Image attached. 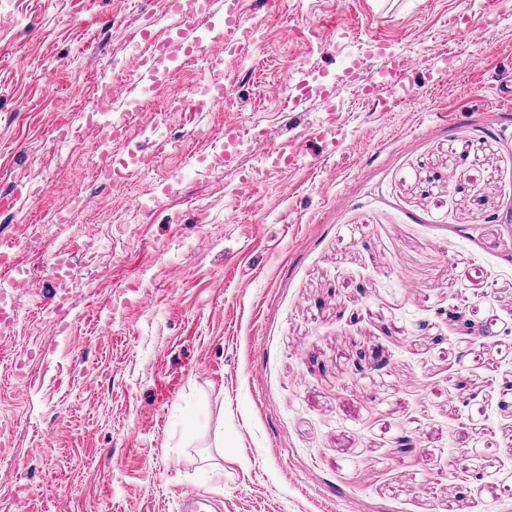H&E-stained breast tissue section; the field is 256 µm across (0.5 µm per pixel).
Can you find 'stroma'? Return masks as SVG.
Returning a JSON list of instances; mask_svg holds the SVG:
<instances>
[{
    "instance_id": "35a3bbf8",
    "label": "stroma",
    "mask_w": 512,
    "mask_h": 512,
    "mask_svg": "<svg viewBox=\"0 0 512 512\" xmlns=\"http://www.w3.org/2000/svg\"><path fill=\"white\" fill-rule=\"evenodd\" d=\"M244 7L223 109L167 115L112 66L140 15L176 38L165 0H0V242L28 272L0 331V512H512V102L488 86L512 0ZM103 73L131 135L164 131L125 181L56 144ZM37 174L47 195L17 198ZM59 253L80 280L57 308ZM473 456L485 478L448 497Z\"/></svg>"
}]
</instances>
